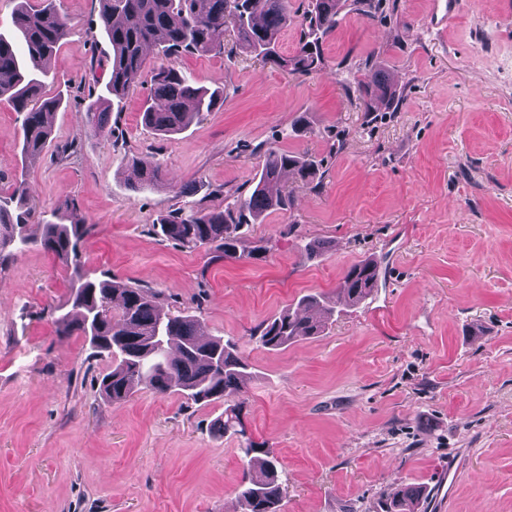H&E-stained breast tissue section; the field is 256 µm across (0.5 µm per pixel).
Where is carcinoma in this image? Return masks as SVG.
<instances>
[{
	"label": "carcinoma",
	"mask_w": 512,
	"mask_h": 512,
	"mask_svg": "<svg viewBox=\"0 0 512 512\" xmlns=\"http://www.w3.org/2000/svg\"><path fill=\"white\" fill-rule=\"evenodd\" d=\"M101 28L112 46V70L106 94L89 101L84 109L86 126L97 137L111 136L113 100H123L141 77L145 50L160 46L166 52H188L198 56L224 48V30L232 28L242 51L276 62L292 73H310L324 66L320 50L323 39L335 31L341 13L349 8L372 16L373 0H310L303 38L294 54L278 53L281 31L288 26V0H99ZM66 18L55 0H41L34 9L19 0L10 21L0 31V102L8 103L20 118L22 153L34 161L49 147L51 117L62 98L40 96L41 80L23 71V56L46 62L65 36ZM366 111L379 103L398 110L401 94L386 73L378 70L363 86ZM224 91L199 86L173 67H162L153 75L150 102L142 111L143 124L157 134L180 133L203 112L212 111ZM302 185L316 189L319 165L304 156L273 147L264 152L259 179L248 195L227 196L224 207L161 214L154 226L165 240L190 250L208 249L215 260H237L238 241L246 224L256 223L268 210L291 208V192L278 188L285 173ZM127 181L135 190L165 185L162 169L147 157L135 156L126 164ZM26 201L23 182L15 183L9 197L0 196V253L39 247L71 270L69 296L53 313L59 336H82L95 353L112 359L111 370L99 383L102 397L112 403L128 400L140 389L162 395H179L194 403H228L220 428L234 436L244 467L237 493L242 512H281L284 488L280 462L265 442L248 432L243 420L245 399L241 397L249 378L248 365L235 343L221 337L200 336L198 316L184 311L161 310L163 293L148 286L130 285L113 279L93 281L86 277L80 244L87 233L72 207L63 203L28 230L29 213L12 215L9 204ZM379 277L375 262L366 261L347 269L338 298L358 305L373 291ZM120 297L119 313L112 312ZM320 307L324 317L336 312V303L308 295L294 308L262 323L252 337L269 350L318 335L324 321L309 314ZM425 490L405 485L382 494V512H420Z\"/></svg>",
	"instance_id": "cac0c4a2"
}]
</instances>
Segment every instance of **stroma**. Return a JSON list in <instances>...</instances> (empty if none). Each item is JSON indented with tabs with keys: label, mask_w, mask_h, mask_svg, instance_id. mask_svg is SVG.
Returning a JSON list of instances; mask_svg holds the SVG:
<instances>
[{
	"label": "stroma",
	"mask_w": 512,
	"mask_h": 512,
	"mask_svg": "<svg viewBox=\"0 0 512 512\" xmlns=\"http://www.w3.org/2000/svg\"><path fill=\"white\" fill-rule=\"evenodd\" d=\"M57 2L70 29L42 78L63 98L53 141L25 162L0 103V191L24 182L45 213L73 202L90 279L162 290L163 310L200 308L205 335L237 342L246 425L285 471L282 512H378L400 483L426 488L422 512H512V0H462L440 33L431 0H379L372 17L345 13L324 69L305 74L235 50L229 30L210 56L152 48L108 139L83 123L111 70L99 0ZM161 66L223 104L156 135L140 114ZM378 69L399 111L365 110ZM270 146L320 160L322 184L285 177L291 210L243 229L257 258L215 261L152 232L160 214L223 204L218 188L250 193ZM133 156L158 162L165 187L130 190ZM368 259L382 278L365 303L287 348L255 343L260 323ZM65 278L36 247L0 261V512H240L224 402L147 389L106 402L110 359L51 322Z\"/></svg>",
	"instance_id": "35a3bbf8"
}]
</instances>
